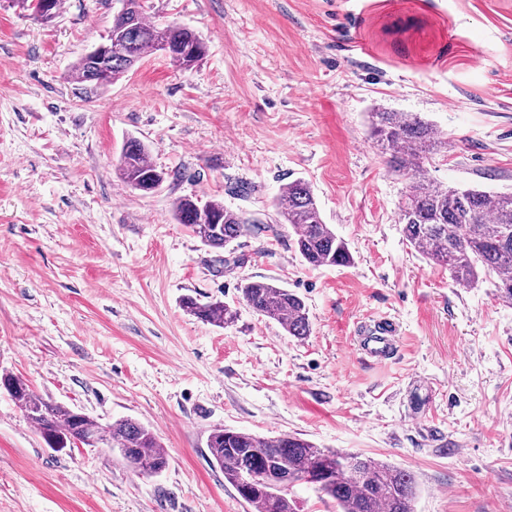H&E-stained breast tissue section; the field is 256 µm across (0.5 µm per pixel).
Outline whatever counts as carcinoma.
I'll return each instance as SVG.
<instances>
[{"mask_svg": "<svg viewBox=\"0 0 512 512\" xmlns=\"http://www.w3.org/2000/svg\"><path fill=\"white\" fill-rule=\"evenodd\" d=\"M126 10L113 16L106 40L112 43L108 82L122 78L139 62L163 52L178 69L196 68L207 45L193 30L147 21L142 0H124ZM34 19L50 22L61 12V0H14ZM99 61L82 56L70 77L80 84H95ZM372 134L389 153V168L405 183L400 223L408 242L435 265L448 268L451 279L472 288L491 279L499 296L512 303V194L475 188L429 185L424 176L427 154L448 139L435 136L432 124L410 112L371 113ZM122 178L136 191L147 194L159 188L165 172L149 159V149L137 138L124 143L119 159ZM277 215L295 229V247L312 267L349 266L354 258L347 243L326 224L308 182L285 184L274 200ZM178 223L188 225L207 247L221 250L249 233L258 220L224 207L217 199L202 202L184 197L174 204ZM243 302L255 313L278 322L285 332L303 339L311 325L305 302L277 284L246 279L240 284ZM187 312L203 322L223 327L234 322L236 311L219 299L201 302L183 299ZM0 386L22 407L45 443L63 451L85 435L93 434L109 449L118 450L128 465L140 473L155 474L168 466V456L157 434L133 418L103 424L83 411L49 402L35 394L20 377L3 373ZM207 448L212 462L224 471V480L238 487L246 461L255 473L283 469L295 480L319 475L314 489L336 502L337 512H413L415 479L411 472L358 454L342 453L289 434L266 438L222 426L211 430ZM293 487L260 485L242 500L250 512H297Z\"/></svg>", "mask_w": 512, "mask_h": 512, "instance_id": "obj_1", "label": "carcinoma"}]
</instances>
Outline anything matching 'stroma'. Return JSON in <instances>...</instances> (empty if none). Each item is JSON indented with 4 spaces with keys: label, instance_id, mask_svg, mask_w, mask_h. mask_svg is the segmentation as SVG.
I'll use <instances>...</instances> for the list:
<instances>
[{
    "label": "stroma",
    "instance_id": "1",
    "mask_svg": "<svg viewBox=\"0 0 512 512\" xmlns=\"http://www.w3.org/2000/svg\"><path fill=\"white\" fill-rule=\"evenodd\" d=\"M119 0H64L49 23L0 0V373L107 422L152 427L169 464L48 448L0 388V512H249L206 447L217 426L359 453L410 471L414 512H512V305L458 287L399 222L404 184L369 126L383 107L448 139L433 185L512 192V0H146L198 33L184 72L162 53L87 90L73 64ZM167 172L134 191L128 138ZM307 181L354 262L312 268L273 201ZM210 197L263 222L215 250L174 217ZM265 279L305 302L298 340L242 301ZM218 298V328L183 297ZM399 325L369 360L355 328ZM182 304L186 311L196 318L222 328L233 323L237 315L236 311L219 299L200 302L198 299L188 296L183 299Z\"/></svg>",
    "mask_w": 512,
    "mask_h": 512
}]
</instances>
